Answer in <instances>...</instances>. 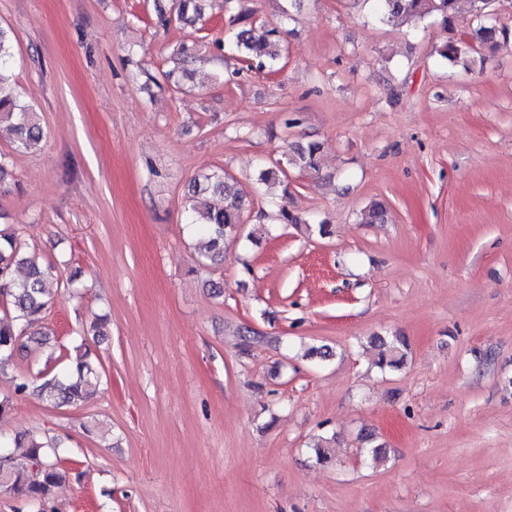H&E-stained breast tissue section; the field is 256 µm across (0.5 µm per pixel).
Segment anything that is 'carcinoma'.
<instances>
[{"instance_id":"1","label":"carcinoma","mask_w":512,"mask_h":512,"mask_svg":"<svg viewBox=\"0 0 512 512\" xmlns=\"http://www.w3.org/2000/svg\"><path fill=\"white\" fill-rule=\"evenodd\" d=\"M237 13L229 17L232 37L241 61L258 70L275 69L283 52L282 28L255 17L243 0ZM381 19L417 25L430 17H439L449 32L448 40L436 48L437 55L453 66L471 68L476 55L485 45L508 42L509 30L502 26L479 24L473 28L474 41L457 33L455 18L458 0H377ZM202 15L200 0H175L176 20L192 23ZM18 107L12 91L0 80V124L13 116L9 125L12 150L30 153L43 138L38 113L15 112ZM322 145L317 141L299 144L287 154V164L301 171L317 170ZM192 203L189 204L191 223L200 226L208 236L204 256L212 262L224 260L226 240L236 234L243 224L245 193L236 180L214 172L193 180ZM55 267L42 265L24 250L15 235L0 232V296L8 298L11 312L0 318V367L11 360L13 350L23 337L43 342L44 332L38 328L48 308L46 281L54 276ZM379 348L377 367L400 369L406 357L407 343L401 336L373 337ZM98 378L94 364L87 354L75 363L54 374H46L40 383L28 379L17 385L23 393L29 389L49 398L55 406H78L85 402L96 387ZM14 447L22 450L32 463L40 466L38 478L15 469L11 454L0 452V491L4 494L45 502L65 479L58 467L60 447L42 441L34 435L16 436L9 441L0 437V449Z\"/></svg>"}]
</instances>
